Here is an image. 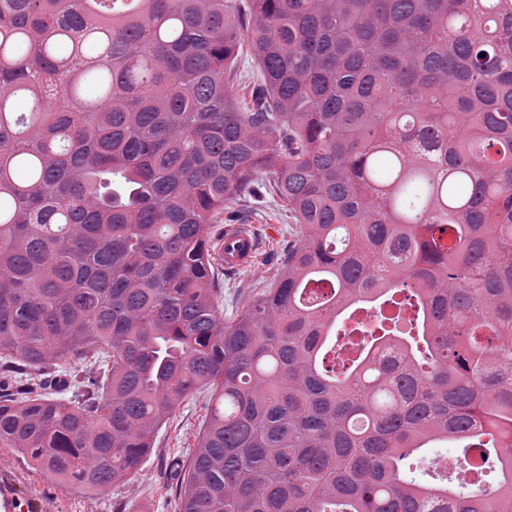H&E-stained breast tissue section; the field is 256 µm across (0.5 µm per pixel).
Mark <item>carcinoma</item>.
I'll use <instances>...</instances> for the list:
<instances>
[{"instance_id":"1","label":"carcinoma","mask_w":512,"mask_h":512,"mask_svg":"<svg viewBox=\"0 0 512 512\" xmlns=\"http://www.w3.org/2000/svg\"><path fill=\"white\" fill-rule=\"evenodd\" d=\"M485 6L0 0V447L100 494L205 389L179 512H512V0ZM263 186L300 231L226 319L216 228Z\"/></svg>"}]
</instances>
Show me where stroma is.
Segmentation results:
<instances>
[{
  "instance_id": "35a3bbf8",
  "label": "stroma",
  "mask_w": 512,
  "mask_h": 512,
  "mask_svg": "<svg viewBox=\"0 0 512 512\" xmlns=\"http://www.w3.org/2000/svg\"><path fill=\"white\" fill-rule=\"evenodd\" d=\"M263 248L250 267L224 278V314L232 316L248 296L265 288L281 266L280 249L295 231L288 216L257 227ZM208 407L206 392H198L184 402L167 425L158 432L154 448L144 459L139 474L106 493L89 494L52 482L36 473L26 459L11 449L0 448V473L11 474L20 496L35 503L40 512H178L175 496H161L157 487L170 463L171 455L189 457L183 438L196 433Z\"/></svg>"
}]
</instances>
